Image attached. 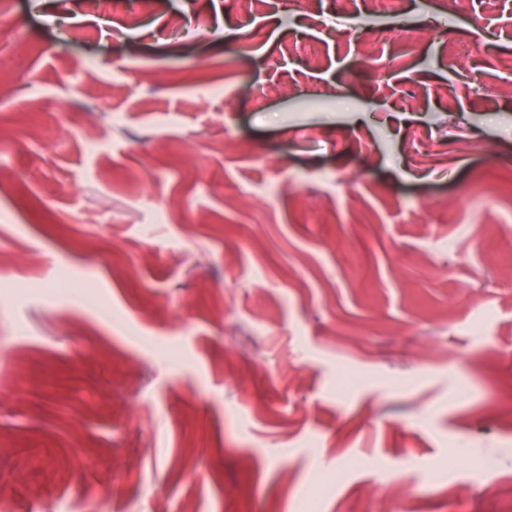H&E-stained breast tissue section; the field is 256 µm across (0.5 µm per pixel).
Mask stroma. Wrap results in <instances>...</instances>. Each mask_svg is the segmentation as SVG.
<instances>
[{
	"label": "stroma",
	"mask_w": 512,
	"mask_h": 512,
	"mask_svg": "<svg viewBox=\"0 0 512 512\" xmlns=\"http://www.w3.org/2000/svg\"><path fill=\"white\" fill-rule=\"evenodd\" d=\"M12 8L0 512H512V0Z\"/></svg>",
	"instance_id": "obj_1"
}]
</instances>
